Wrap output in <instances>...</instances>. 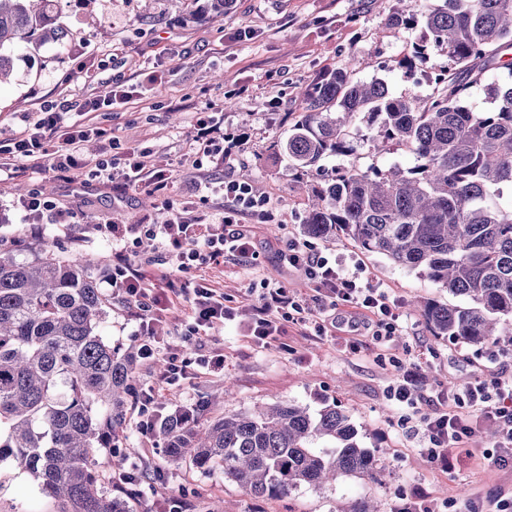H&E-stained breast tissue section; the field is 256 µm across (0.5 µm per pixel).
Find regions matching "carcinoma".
I'll list each match as a JSON object with an SVG mask.
<instances>
[{"instance_id": "obj_1", "label": "carcinoma", "mask_w": 512, "mask_h": 512, "mask_svg": "<svg viewBox=\"0 0 512 512\" xmlns=\"http://www.w3.org/2000/svg\"><path fill=\"white\" fill-rule=\"evenodd\" d=\"M393 2L387 24L420 30L393 67L411 76L445 54L448 69L424 94L394 97L381 78H353L350 62L301 93L281 149L314 198L303 233L343 235L448 289L460 303L422 306L433 336L512 346V81L487 86L490 109L470 104L489 66L512 78V0ZM54 12L53 0H0V79L13 69L5 45L62 37ZM358 118L373 130V151L400 147L414 166L326 170L322 161L353 154ZM51 247L44 240L23 260L0 238V464L29 474L58 512H129L100 489V451L134 454L113 440L126 426L139 350L104 342L106 301L90 263ZM160 426L167 466L220 468L254 499L340 477L373 481L382 469L334 404L312 413L283 401L213 421L174 409Z\"/></svg>"}]
</instances>
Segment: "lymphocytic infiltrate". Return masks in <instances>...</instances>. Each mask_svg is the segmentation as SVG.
Segmentation results:
<instances>
[{
    "instance_id": "f902f5d3",
    "label": "lymphocytic infiltrate",
    "mask_w": 512,
    "mask_h": 512,
    "mask_svg": "<svg viewBox=\"0 0 512 512\" xmlns=\"http://www.w3.org/2000/svg\"><path fill=\"white\" fill-rule=\"evenodd\" d=\"M197 124L200 152L215 167H223L237 147V140L217 137V124L208 112L199 113ZM105 135V129L92 118L73 126L66 112L49 107L41 110L33 123L10 143L0 146V169L10 168L13 161L25 158L36 165L50 161L57 172L71 175L83 165L80 156L83 143ZM120 178L124 189L145 186L161 191L168 186L172 174L166 164L151 159L146 152L132 151L122 163ZM214 192L224 201L220 223L195 224L175 210L163 223L129 228L123 246L112 253V297L127 306V316L136 324L141 359L150 363L158 351L166 353V361L160 365L154 385L138 393V400L145 407L155 404L157 388H180L191 364L185 348L160 349L153 328L160 302L180 299L188 302L194 319L193 330L197 333L234 320L235 314L226 305L223 291L202 278L184 281L179 275L171 277L167 280L165 295L153 294L151 273L131 261L140 241L160 240L179 274L201 265H220L227 260L249 264L258 254L248 218L255 216L265 223L274 219L249 183L228 175L219 181ZM279 255L283 264L300 273L317 293L328 317L324 322H313L302 294L288 291L277 281L262 280L260 303L255 306L246 328L254 344L271 345L285 321L299 326L313 325L318 335H325L330 326L335 325L334 312L338 309L343 310L354 330L353 337L347 341L350 348H359L365 336L380 347L400 332L396 300L391 299L382 282L366 274L362 266H348L344 259L325 254L309 240L299 237L281 246ZM423 381L422 362L399 367L390 397L411 408L425 405L422 415L424 456L442 470L455 469L460 459L453 451L470 447L474 436L471 418L477 413L495 426L494 450L488 453V461L496 466L512 461V381L478 377L452 395L422 394Z\"/></svg>"
}]
</instances>
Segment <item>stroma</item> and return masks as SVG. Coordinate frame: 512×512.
I'll use <instances>...</instances> for the list:
<instances>
[{
    "label": "stroma",
    "mask_w": 512,
    "mask_h": 512,
    "mask_svg": "<svg viewBox=\"0 0 512 512\" xmlns=\"http://www.w3.org/2000/svg\"><path fill=\"white\" fill-rule=\"evenodd\" d=\"M204 4L205 0H62L58 23L66 37L12 47L14 71L0 84L1 142L23 131L44 105L70 107V120L80 124L84 117L77 105L108 97L116 84H139L147 91L121 110L98 112L97 120L109 138L85 143L86 165L74 180H63L50 165L32 168L23 160L19 173L0 176V236L14 240L25 259L44 239L53 242L62 258H92L98 286L111 299L112 240L100 232V225L158 224L171 204L185 207L187 217L196 222L219 223L223 202L211 194L209 185L224 173L210 163H197L194 147L198 112L209 107L222 113L225 137L243 138L229 172L236 178L250 172V184L275 219L254 227L258 269L227 263L189 272L190 277L223 289L237 311L234 321L208 335L192 336L187 302L177 301L164 311L155 326L159 338L186 346L194 357L223 354L224 373L213 376L191 366L180 390H159L158 409L201 407L207 416L218 418L288 400L313 412L335 404L351 416L364 446L380 450L383 470L368 485L342 477L320 489L302 488L256 500L225 481L222 469H166L165 442L151 445L141 436L138 422L143 414L133 401L123 445L137 449L142 479L137 492L118 488L108 454L100 472L101 489L126 500L131 512H159L176 495L184 501V512H337L345 500L365 493L377 512H412L422 494L436 512H463L473 501L485 503L497 495L512 498V467L487 465L481 456L492 446L487 423L477 424L475 459L459 472L445 473L421 452L419 412L397 408L387 396L395 362L409 363L421 356L427 359L425 386L431 391L452 392L481 375L512 379V365L497 368L482 348L431 335L421 304L448 303L452 297L418 271L361 251L343 237L318 244L322 251L357 260L398 301L402 332L385 350L370 343L356 353L346 349L342 340L351 331L345 324L332 337L292 327L265 348L244 334L265 278L300 292L313 318L323 316L320 301L303 277L285 269L277 258L282 242L300 235L308 208L306 192L297 186L287 159L278 155L280 142L288 137L289 113L302 110L298 90L352 60L356 78L378 77L394 95H408L446 66L445 57L432 55L411 76L360 64L363 49H378L380 61L388 63L419 36L415 30L387 26L388 0H233L221 21L211 19ZM151 74L156 82H148ZM134 149L150 151L172 169L165 194L121 190L100 177V161H120ZM31 194L55 205L43 212L36 237L18 205L20 198ZM59 210L67 213V223H57ZM134 330V322L111 299L101 326L104 340L124 349L135 346L139 339ZM0 512H57V505L29 475L5 464L0 466Z\"/></svg>",
    "instance_id": "35a3bbf8"
}]
</instances>
